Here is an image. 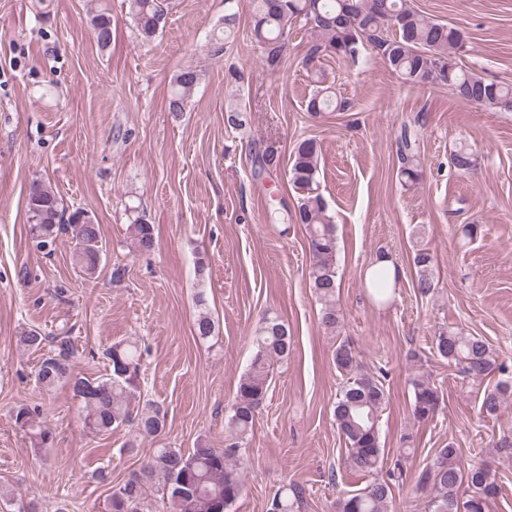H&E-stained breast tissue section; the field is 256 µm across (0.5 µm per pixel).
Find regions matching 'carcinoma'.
I'll return each instance as SVG.
<instances>
[{"label": "carcinoma", "instance_id": "carcinoma-1", "mask_svg": "<svg viewBox=\"0 0 512 512\" xmlns=\"http://www.w3.org/2000/svg\"><path fill=\"white\" fill-rule=\"evenodd\" d=\"M137 36L151 42L167 22L166 0H127ZM251 38L262 50L263 65L275 72L281 68L288 50V35L296 25L310 27L315 42L306 62L313 65L320 54L332 53L358 58L370 49L381 56L386 66L402 82L425 86L442 84L464 103L491 111L512 112V86L485 78L457 62V51L464 45V33L410 6L409 0H252ZM112 16L104 9L96 11L91 25L98 45L112 43ZM201 80L193 67L180 69L171 80L168 110L175 115L184 111L187 99ZM346 101L336 97L330 86L320 85L306 103V110L321 115L327 110L344 111ZM399 156L404 185L421 179L417 161V138L402 132ZM319 146L313 139L303 140L293 149L288 167V182L299 193L297 208L290 215L293 224L305 227L312 263L309 280L321 304V324L334 332L341 321L339 284L336 267L334 217L325 199L318 193ZM259 171L279 167L277 151L266 148L255 157ZM453 167L471 173L477 166L474 154L465 146L451 156ZM27 221L37 247L52 249L60 230L71 232L75 240L73 260L80 270L94 275L102 262L100 225L86 212L76 208L67 212L62 199L41 179L28 187ZM130 246L137 254L152 252L157 244L154 225L138 217L129 225ZM417 280L415 288L422 296L434 293L437 281L434 259L429 249H416L413 257ZM400 272L386 266L372 270L365 288L379 304L389 302L396 291ZM215 330L209 313H199L194 322L195 335L207 339ZM17 341L34 351L48 341L54 343L43 355L36 371L39 388L52 391L69 386L74 397L87 410L85 427L98 435H110L123 426H131L138 435L159 436L166 414L156 403L135 410L141 397V346L126 340L107 350L110 373L90 380L75 372L76 347L64 333L44 336L30 330ZM256 352L249 368L241 375L231 406L229 445L221 450L198 442L189 453L179 448H159L138 471L112 492V512H148V491H157L168 500L169 512H228L240 497L243 484L233 457L237 448L253 431L256 415L267 398L273 366L288 359L292 346L288 323L277 315L264 316L254 331ZM437 355L455 366L474 382L499 373L506 379L484 390L480 411L492 416L503 406L504 395L512 392V373L480 336L463 330H448L435 337ZM338 371L346 376L333 410L338 432L348 450L353 468L377 471L383 448L379 419L387 393L380 377L361 370L352 347L341 342L333 352ZM412 415L419 422L434 419L440 410L442 394L423 377L412 379ZM15 425L29 436L33 446L45 448L53 441L52 429L40 411L27 404L13 410ZM418 485L429 491V512H490L499 495L496 472L488 463L465 464L461 449L454 443L436 450L432 462L419 475ZM301 492L294 485L284 486L273 498L270 512H297ZM336 512H394L392 485L374 480L366 487L336 500Z\"/></svg>", "mask_w": 512, "mask_h": 512}]
</instances>
